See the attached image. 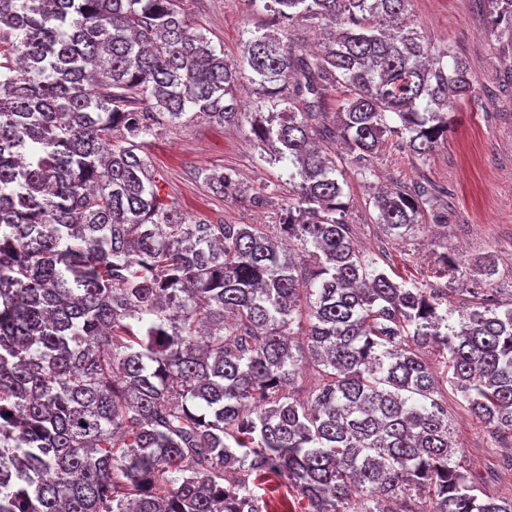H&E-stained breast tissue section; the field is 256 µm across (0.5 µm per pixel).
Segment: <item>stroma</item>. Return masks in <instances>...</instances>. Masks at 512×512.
Returning <instances> with one entry per match:
<instances>
[{
	"mask_svg": "<svg viewBox=\"0 0 512 512\" xmlns=\"http://www.w3.org/2000/svg\"><path fill=\"white\" fill-rule=\"evenodd\" d=\"M265 0H183L195 31L204 33L226 58L239 61L250 33L265 31L271 16ZM412 23L434 43L450 47L469 66L478 102L459 105L460 121L448 140L420 160L396 138L381 145L369 177H361L335 140L324 147L338 158L346 175L347 220L356 240L377 267L424 288L448 282L439 248L430 246L432 229L446 237L449 249L467 259L492 256L495 273L469 270L465 287L448 293V306L468 310L472 289H492L503 304L512 303V47L488 34L489 19L478 0H412ZM250 125L217 126L198 118L164 127L147 138L143 151L159 177L161 195L188 217L214 224H275L291 195L284 166L266 161L249 139ZM231 173L241 185L269 188L267 205L214 194L200 178L202 170ZM432 183L445 191L443 221L426 214L419 228L394 238L377 222L371 200L374 187ZM448 423L474 482L485 492L512 497V440L496 437L469 411L453 385H445Z\"/></svg>",
	"mask_w": 512,
	"mask_h": 512,
	"instance_id": "1",
	"label": "stroma"
}]
</instances>
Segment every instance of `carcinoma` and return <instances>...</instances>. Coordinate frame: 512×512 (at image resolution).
<instances>
[{
  "label": "carcinoma",
  "instance_id": "obj_1",
  "mask_svg": "<svg viewBox=\"0 0 512 512\" xmlns=\"http://www.w3.org/2000/svg\"><path fill=\"white\" fill-rule=\"evenodd\" d=\"M269 2L323 26L322 50L254 33L238 65L189 33L181 0H0V512H269L250 479L271 475L309 512H512L462 465L425 358L438 350L475 418L512 437V306L483 293L455 319L447 292L379 269L316 144L340 138L363 177L387 134L426 158L477 98L468 68L408 21L411 0ZM488 2L512 45V0ZM244 78L271 109L253 141L292 188L276 234L188 218L140 155L164 125L239 121ZM441 195L382 190L378 223L401 238ZM442 264L466 276L462 257Z\"/></svg>",
  "mask_w": 512,
  "mask_h": 512
}]
</instances>
